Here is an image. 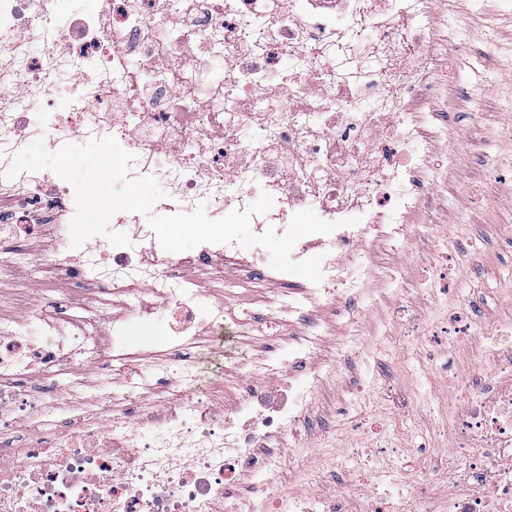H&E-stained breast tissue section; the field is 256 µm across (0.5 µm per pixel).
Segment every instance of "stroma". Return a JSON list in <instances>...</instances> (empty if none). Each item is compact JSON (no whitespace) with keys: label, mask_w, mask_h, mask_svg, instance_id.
Segmentation results:
<instances>
[{"label":"stroma","mask_w":512,"mask_h":512,"mask_svg":"<svg viewBox=\"0 0 512 512\" xmlns=\"http://www.w3.org/2000/svg\"><path fill=\"white\" fill-rule=\"evenodd\" d=\"M436 25L448 34L451 69L435 97L422 96L411 104L416 112H444L448 134L429 142L432 162L439 172L425 192L437 199L431 210L414 215L409 239L399 251L372 237L370 252L384 268V277L358 298L361 317L348 326L329 323L327 351L351 345L354 356L342 366L316 359L325 379L327 400L317 407L297 441L293 468L279 469L274 480L283 490L308 496L329 492L326 484L309 482V469L335 465L349 476L366 475L379 493L405 491L419 466L411 446L430 427L432 413L421 401L434 393L436 404H446L448 385L443 378L420 381L430 343L427 336L410 341L397 310L438 332L458 307H465L475 325L486 321L512 322V255L496 248L499 237L512 233V6L506 0H434ZM463 248L455 268H447L442 253ZM449 288L458 304L432 300L421 286ZM168 311L158 310L135 325L133 337L153 356L159 376L178 378L166 361ZM376 389L389 385L393 399L383 405L375 397H352L355 384ZM399 419L406 433L396 450L353 453L361 433L354 423L364 412Z\"/></svg>","instance_id":"1"}]
</instances>
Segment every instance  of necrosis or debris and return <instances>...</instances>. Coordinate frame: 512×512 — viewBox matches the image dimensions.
<instances>
[{"label": "necrosis or debris", "mask_w": 512, "mask_h": 512, "mask_svg": "<svg viewBox=\"0 0 512 512\" xmlns=\"http://www.w3.org/2000/svg\"><path fill=\"white\" fill-rule=\"evenodd\" d=\"M65 2L0 0V145L23 149L51 126L74 136L108 127L127 141L141 175L151 174V155H167L172 202L163 214L192 211L205 196L213 215H225L247 208L258 188L273 204L253 217V231L281 235L297 212L312 209L337 228L301 238L292 252L297 261L322 259L308 298L329 307L344 299L357 318L359 293L382 277L357 257L374 230L404 242L432 172L427 139L407 119L448 61L447 41L425 23L424 0H104L98 15L74 17L58 35L52 16ZM365 13L376 21L362 49L381 77L352 83L332 54L345 17ZM34 31L47 47L30 58L22 39ZM62 68L86 79L87 111L49 109V76ZM8 167L0 159V275L18 282L33 269L30 258L2 243L67 245L59 218L74 191L36 172L5 178ZM132 235L147 244L137 264L127 248L94 241L111 263L95 267L81 306L40 319L0 314V512H224L248 478L272 472V446L296 438L319 405L306 370L320 320L290 338L273 313L284 298H266L245 321L224 312L229 265L242 267L254 288L291 283V274L257 265L262 247L171 253L152 229ZM148 283L173 315L167 356L179 380L148 373L138 389L85 398L77 369L106 379L114 361L145 362L128 333L152 313ZM248 321L257 325L254 346L287 345L288 367L269 371L266 386L240 380L216 404L195 387L198 356ZM486 337L487 359L472 371L460 372L452 356L429 368L459 395L434 427L442 458L417 448L412 494L360 500L351 481L321 467L317 480L335 484L327 497L311 504L269 486L265 512H428L442 484L445 512H512V334L492 329ZM33 370L65 384L21 389L18 379Z\"/></svg>", "instance_id": "4bbe7bcc"}]
</instances>
